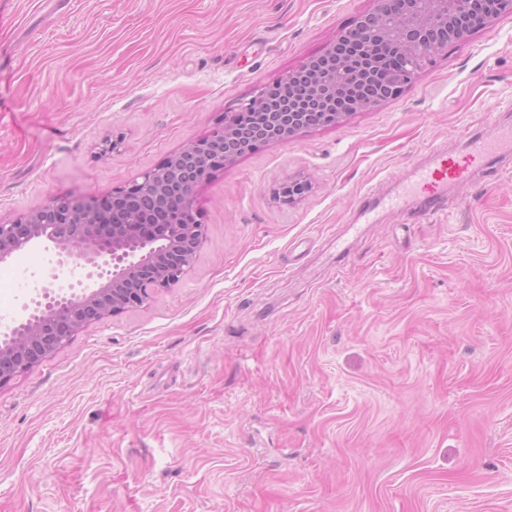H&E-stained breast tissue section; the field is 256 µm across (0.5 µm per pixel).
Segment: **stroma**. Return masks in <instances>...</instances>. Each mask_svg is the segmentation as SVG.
I'll list each match as a JSON object with an SVG mask.
<instances>
[{"label": "stroma", "mask_w": 512, "mask_h": 512, "mask_svg": "<svg viewBox=\"0 0 512 512\" xmlns=\"http://www.w3.org/2000/svg\"><path fill=\"white\" fill-rule=\"evenodd\" d=\"M372 7L0 0V220L139 179ZM504 125L512 15L215 171L184 279L0 387V512H512V153L443 212L384 208ZM53 255L0 263V314Z\"/></svg>", "instance_id": "1"}]
</instances>
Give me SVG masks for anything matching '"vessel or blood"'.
Listing matches in <instances>:
<instances>
[{"label":"vessel or blood","instance_id":"b4317fda","mask_svg":"<svg viewBox=\"0 0 512 512\" xmlns=\"http://www.w3.org/2000/svg\"><path fill=\"white\" fill-rule=\"evenodd\" d=\"M512 149V128L503 130L498 141L471 140L465 154L452 156L447 152L435 153L431 164L420 167L413 183L406 187V194L426 200L429 210H437L449 183L464 180L472 169L481 167L501 148Z\"/></svg>","mask_w":512,"mask_h":512}]
</instances>
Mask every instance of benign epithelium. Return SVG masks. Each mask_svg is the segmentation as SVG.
Masks as SVG:
<instances>
[{
	"label": "benign epithelium",
	"mask_w": 512,
	"mask_h": 512,
	"mask_svg": "<svg viewBox=\"0 0 512 512\" xmlns=\"http://www.w3.org/2000/svg\"><path fill=\"white\" fill-rule=\"evenodd\" d=\"M374 8L357 16L341 30L337 40L362 34L373 20L385 16L388 0H374ZM416 7L395 18L388 31L393 46L411 60L410 69L390 77L397 90L412 83L418 72L434 58L448 53V44L468 43L479 30L489 28L512 15V0H494V8L476 23H462L466 0H413ZM337 45L329 46L322 58H309L300 69L315 72L309 87L310 99L288 98V108L274 107L262 92L239 112L224 118V124L210 137L190 142L142 174V181L114 188L87 198L55 196L42 206L15 219L0 221V262L28 247L49 242L55 249V264L36 296L24 304L23 314L5 323L0 335V387L39 364L66 345L87 326L131 309L147 305L154 295L177 284L193 266L205 240L206 227L197 217L194 196L202 181L190 179L181 190L168 196L170 174L181 168L204 170L209 174L234 161V139L243 113L268 117L277 132L273 142L286 144L309 129L319 112L330 109L336 98L351 97L350 112H340V121L349 113L379 107L354 94L364 74L351 72L336 59ZM141 188L155 190V198L178 210L175 224H155L151 212L112 207L118 200ZM87 269L79 291L54 289L58 270L71 260Z\"/></svg>",
	"instance_id": "1"
}]
</instances>
